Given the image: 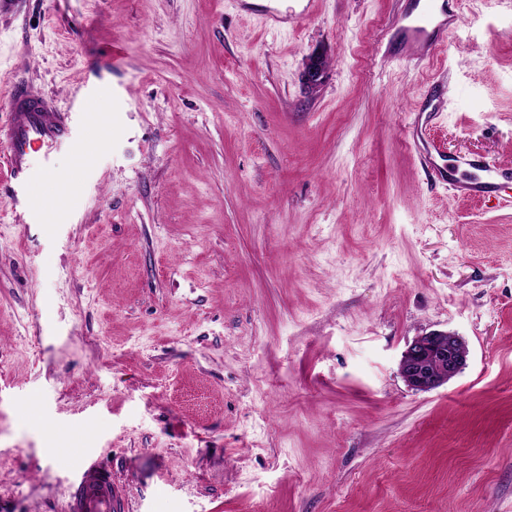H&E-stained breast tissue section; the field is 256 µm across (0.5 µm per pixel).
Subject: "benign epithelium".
<instances>
[{"label": "benign epithelium", "instance_id": "benign-epithelium-1", "mask_svg": "<svg viewBox=\"0 0 512 512\" xmlns=\"http://www.w3.org/2000/svg\"><path fill=\"white\" fill-rule=\"evenodd\" d=\"M324 53L309 55L301 80L315 88L327 68ZM468 348L458 336L448 332H431L418 336L404 351L399 371L406 384L414 391L428 392L454 378L467 362Z\"/></svg>", "mask_w": 512, "mask_h": 512}]
</instances>
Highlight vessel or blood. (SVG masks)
Wrapping results in <instances>:
<instances>
[{
  "instance_id": "b4317fda",
  "label": "vessel or blood",
  "mask_w": 512,
  "mask_h": 512,
  "mask_svg": "<svg viewBox=\"0 0 512 512\" xmlns=\"http://www.w3.org/2000/svg\"><path fill=\"white\" fill-rule=\"evenodd\" d=\"M436 0H422L416 18L402 20L399 30L405 45L431 43L434 33L444 32L446 23L435 20ZM0 103L9 112L0 126V141L7 146V159L14 184L26 196H34L37 186L53 170L54 154L69 144L70 130L65 117L52 102L34 94L25 79L10 81ZM512 175L495 170L492 181L461 185L464 195L485 198L498 195ZM70 487L68 512H125L127 498L112 480V473L100 461L83 459L75 469Z\"/></svg>"
}]
</instances>
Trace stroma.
Listing matches in <instances>:
<instances>
[{
    "mask_svg": "<svg viewBox=\"0 0 512 512\" xmlns=\"http://www.w3.org/2000/svg\"><path fill=\"white\" fill-rule=\"evenodd\" d=\"M418 11L0 15V91L23 74L72 135L35 207L0 144V512H68L88 455L129 512H512V197L467 198L455 168L512 170V0H448L410 55ZM433 331L467 364L416 392L399 362ZM422 1L419 14L413 20H408L409 16L402 19L399 30L403 36V42L406 46L425 45L431 43V48H434L435 43H432V37L437 31L436 37L447 29V19L435 25L432 29L436 13L437 0H419ZM447 21V22H445ZM436 38V41H437ZM328 60L323 52H313L309 55L301 80L310 88H315L321 83V79L327 68Z\"/></svg>",
    "mask_w": 512,
    "mask_h": 512,
    "instance_id": "obj_1",
    "label": "stroma"
}]
</instances>
